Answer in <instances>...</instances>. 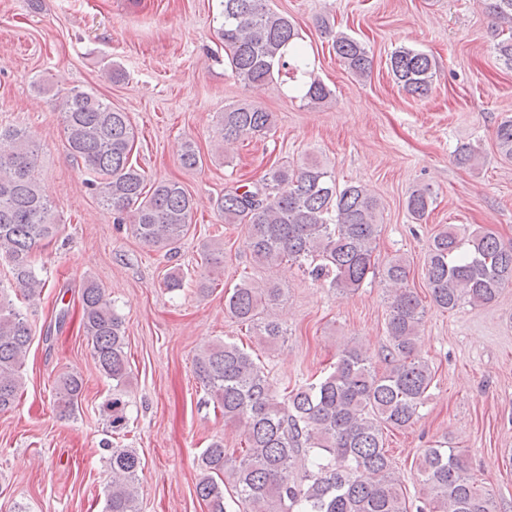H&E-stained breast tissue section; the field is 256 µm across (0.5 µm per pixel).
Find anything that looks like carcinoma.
I'll use <instances>...</instances> for the list:
<instances>
[{
    "instance_id": "cac0c4a2",
    "label": "carcinoma",
    "mask_w": 512,
    "mask_h": 512,
    "mask_svg": "<svg viewBox=\"0 0 512 512\" xmlns=\"http://www.w3.org/2000/svg\"><path fill=\"white\" fill-rule=\"evenodd\" d=\"M485 2L499 25L496 56L512 69V0ZM221 6L224 62L245 86L267 85L289 59L301 56L294 22L272 10L268 0H221ZM321 26L345 69L358 80L367 77L373 66L367 47L344 32H333L325 20ZM388 69L406 93L419 98L431 93L436 62L427 52L401 46L391 53ZM331 96L332 90L312 77L303 100L316 106ZM58 108L66 149L93 176L87 185L100 204L112 211L116 223L130 224L142 243L173 253L197 210L188 189L175 180L146 187L144 173L132 161L136 133L127 113L94 92L72 89ZM274 126L272 113L241 103L224 109L219 135L233 144L264 138ZM495 136L498 153L512 159V117L500 121ZM39 149L26 129L0 127V259L26 285L30 302L45 286L35 271V251L61 231L54 205L35 178ZM179 160L188 170L203 166L200 149L189 140L182 143ZM454 161L475 168L479 156L463 144ZM433 202L431 190L419 187L408 193L405 206L414 220L422 221ZM213 209L224 223L241 226L245 249L261 265L296 263L313 279L343 293L358 290L375 272L378 200L361 185L339 186L336 176L316 160L272 167L244 190L228 187ZM200 257L206 275L199 292L209 294L224 274V242L204 243ZM409 273L401 256L384 264L388 367L382 373L359 347L347 346L331 372L279 396L264 368L235 343L218 341L193 356L195 376L224 422L240 430L242 444L231 451L220 439L204 449L196 492L208 512H226L224 478L234 488L238 512H411L383 441V429H404L419 418L435 378L434 368L419 354L425 307L408 288ZM425 277L431 301L441 309L489 304L512 284V246L491 231L466 234L448 224L432 238ZM281 297L282 289L244 276L225 297L224 309L257 331L262 342L275 344L287 336L273 316ZM80 301L81 325L91 339L96 364L113 382L112 399L106 403L112 427L125 429L128 358L123 321L91 278L80 285ZM30 341L27 316L0 288V412L14 407L21 396V368ZM83 391L84 380L77 372L56 380L54 403L60 415L79 407ZM109 465L112 480L105 512H138L140 459L135 449H113ZM416 480V512H495L490 494L469 473L463 455L444 442L422 450Z\"/></svg>"
}]
</instances>
